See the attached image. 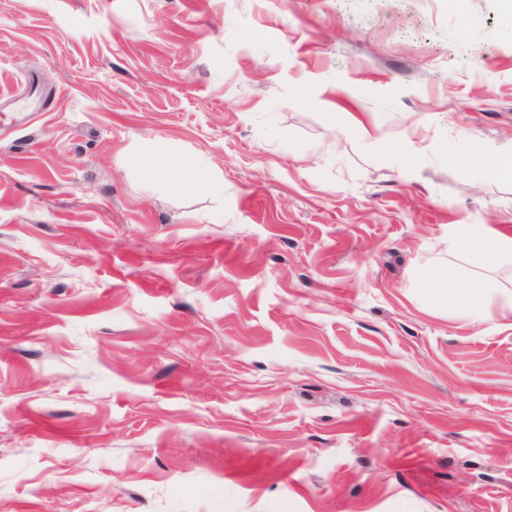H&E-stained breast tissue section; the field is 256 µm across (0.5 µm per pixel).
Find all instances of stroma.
Masks as SVG:
<instances>
[{"instance_id": "obj_1", "label": "stroma", "mask_w": 512, "mask_h": 512, "mask_svg": "<svg viewBox=\"0 0 512 512\" xmlns=\"http://www.w3.org/2000/svg\"><path fill=\"white\" fill-rule=\"evenodd\" d=\"M400 2L0 0V512H512V0ZM146 165V172L150 179L166 181L173 171L179 173V188H192L200 183L197 168L187 159H180L170 154H156ZM454 245L476 264L512 263V236L493 232L485 224H457ZM420 288H448V294H437L443 299L444 305L450 308H466L469 306L472 296L471 288H481V284L464 279L454 270H448V274L441 276L432 273L420 282Z\"/></svg>"}]
</instances>
